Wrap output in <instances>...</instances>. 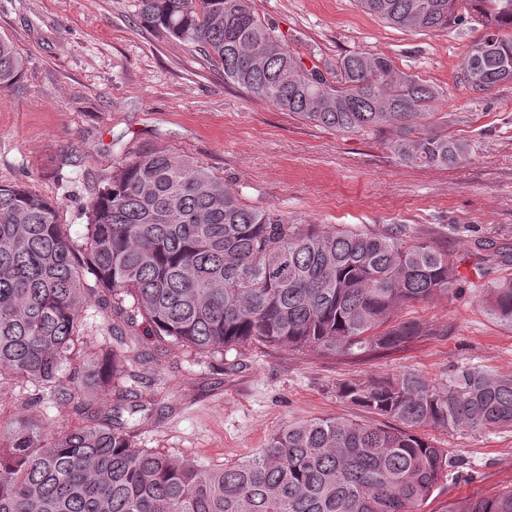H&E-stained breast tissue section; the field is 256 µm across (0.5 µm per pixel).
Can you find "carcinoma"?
I'll return each instance as SVG.
<instances>
[{
	"instance_id": "obj_1",
	"label": "carcinoma",
	"mask_w": 512,
	"mask_h": 512,
	"mask_svg": "<svg viewBox=\"0 0 512 512\" xmlns=\"http://www.w3.org/2000/svg\"><path fill=\"white\" fill-rule=\"evenodd\" d=\"M406 31L476 23L467 50L472 90L512 82V0H358ZM142 23L190 45L224 78L336 132H393L402 162L448 168L470 146L425 123L439 90L387 57L357 53L308 69L256 14L252 0H137ZM24 57L0 38V92ZM84 242L60 204L0 185V382L19 380L41 405L78 399L81 423L49 430L37 418L0 441V512H419L448 471V451L420 429L512 428V377L468 368L441 381L403 372L337 386L345 401L400 426L296 422L265 448L219 469L136 447L118 410L123 360L76 362L85 314L104 305L131 324L199 354L253 342L323 355L403 345L421 333L399 306L449 295L456 262L402 231L290 224L247 206L191 159L160 150L128 160L87 206ZM485 304L512 326V279ZM448 512H512V489Z\"/></svg>"
}]
</instances>
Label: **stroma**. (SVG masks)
<instances>
[{"label": "stroma", "instance_id": "1", "mask_svg": "<svg viewBox=\"0 0 512 512\" xmlns=\"http://www.w3.org/2000/svg\"><path fill=\"white\" fill-rule=\"evenodd\" d=\"M255 12L305 66L353 53L388 57L438 88L449 136L471 146L450 168L402 164L387 134H347L315 125L225 81L174 38L141 23L136 0H0V37L26 60L0 93V185H23L60 206L73 238L86 207L122 162L159 149L187 155L223 178L247 205L294 224H346L366 232L405 225L411 239L448 252L461 288L401 306L421 336L387 348L319 355L265 343L198 355L159 339L145 320L133 345L112 341L108 311L90 307L84 350L113 343L148 420L123 414L138 447L210 465L237 463L288 424L338 417L384 425L339 398L343 381L413 372L436 381L479 368L512 376V326L484 296L512 278V82L474 92L463 72L481 31L465 23L440 32L391 27L358 0H253ZM501 252L485 259L484 245ZM453 464L421 512L512 489V429L424 431Z\"/></svg>", "mask_w": 512, "mask_h": 512}]
</instances>
